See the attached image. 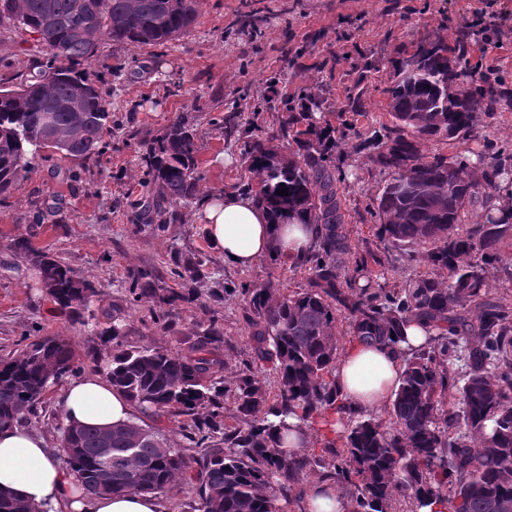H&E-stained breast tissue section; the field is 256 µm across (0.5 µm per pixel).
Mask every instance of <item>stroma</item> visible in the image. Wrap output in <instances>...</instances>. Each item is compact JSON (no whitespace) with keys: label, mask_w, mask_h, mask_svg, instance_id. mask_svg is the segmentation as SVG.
<instances>
[{"label":"stroma","mask_w":512,"mask_h":512,"mask_svg":"<svg viewBox=\"0 0 512 512\" xmlns=\"http://www.w3.org/2000/svg\"><path fill=\"white\" fill-rule=\"evenodd\" d=\"M492 9L488 41L471 43L474 59L496 67L512 91V26L499 15L512 12V0H201L190 33L163 45L138 48L102 43L86 67L112 116L105 146L89 159H61L45 151L13 191L0 196V360L40 336H59L75 348L84 375H93L110 347L93 329L75 322L43 292L38 272L13 251L15 240L49 252L75 276L90 280L100 294L92 309L100 325L112 311L123 317V342L177 351L193 341L201 324L217 317L224 332L225 381H232L251 356L246 303L234 288L240 283L273 282L282 292L307 287L311 265L288 259H263L249 269H234L208 242L197 224L200 201L178 206L179 219L157 233L153 225L133 223L136 205L147 197L140 154L183 112L194 113L198 174L203 194L242 191L256 178L242 153L253 138L288 141L282 128L289 110L315 107L323 120L336 122L348 109L355 82L366 89L365 115L346 133L336 152L345 181L342 204L352 245L344 265L365 251L380 256L369 264L371 278L388 288L428 271L426 246L404 250L379 236L373 212L390 171L355 151L357 135H371L390 123L384 89L400 53L425 37L454 40L478 12ZM48 52L35 36L0 30V87H14ZM375 67L363 71L364 61ZM493 144L512 154V107L497 110L479 137L448 141L429 138L427 154L471 155ZM53 208L44 223L37 211ZM199 254L203 276L189 299L177 302L168 328H161L153 303H131L133 274L156 271L165 287H174V253ZM60 386L38 404L31 429L51 448L60 446L64 423Z\"/></svg>","instance_id":"35a3bbf8"}]
</instances>
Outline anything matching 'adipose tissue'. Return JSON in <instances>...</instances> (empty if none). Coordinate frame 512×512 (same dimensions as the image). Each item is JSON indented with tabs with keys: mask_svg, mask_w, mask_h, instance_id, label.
Here are the masks:
<instances>
[{
	"mask_svg": "<svg viewBox=\"0 0 512 512\" xmlns=\"http://www.w3.org/2000/svg\"><path fill=\"white\" fill-rule=\"evenodd\" d=\"M207 237L224 257L239 269L253 267L278 251L295 258L312 243V227L290 221L273 226L255 197L232 191L206 197L196 215ZM395 345L368 347L352 342L336 365V387L343 402L357 410H374L396 389L402 373L400 354L420 346L426 330L411 324ZM66 423L111 428L133 420L128 399L100 376L70 381L61 395ZM0 493L23 498L41 512H165L160 499L133 491L89 495L73 473L60 464L46 439L24 425L0 430Z\"/></svg>",
	"mask_w": 512,
	"mask_h": 512,
	"instance_id": "adipose-tissue-1",
	"label": "adipose tissue"
}]
</instances>
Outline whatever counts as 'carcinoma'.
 <instances>
[{"instance_id": "1", "label": "carcinoma", "mask_w": 512, "mask_h": 512, "mask_svg": "<svg viewBox=\"0 0 512 512\" xmlns=\"http://www.w3.org/2000/svg\"><path fill=\"white\" fill-rule=\"evenodd\" d=\"M200 0H0V29L38 35L50 50L46 64L29 70L14 88H0V196L9 194L30 159L43 149L65 158H90L101 150L110 128L95 84L82 66L105 41L138 47L163 45L189 33ZM473 33L449 45L440 38L403 51L390 76L384 135L360 139L392 179L375 199L380 235L396 246L431 245L426 258L444 278L429 274L400 288L372 282L344 288L339 259L351 253L333 154L336 128L317 123L311 112H290L286 154L272 140H254L244 150L248 169L262 174L254 196L273 221L294 216L316 226L317 242L308 286L285 294L272 282L232 288L249 310L252 360L235 378L236 425L224 423V336L218 320L201 327L180 351L152 346L123 347V325L114 315L97 335L112 343V355L98 372L131 402L180 424L202 456L192 461L170 447L165 435L137 423L112 428L62 427L60 456L90 494L135 491L160 494L201 467L197 512H283L280 501L304 495L305 470H326L344 493L348 512H417L427 498L443 499L451 512H499L512 503V306L492 299L486 266L504 260L502 244L512 239V210L490 205L503 182L512 179V156L490 161L462 156H423L421 140L476 136L483 117L502 98V81L471 64ZM423 61L412 73L416 60ZM195 117L182 115L146 144L152 199L133 220L145 216L163 232L177 219L172 207L198 196ZM285 189L287 195L277 191ZM482 204L473 224L462 219L468 205ZM15 249L39 271L41 286L60 309L90 325L93 284L46 251L19 241ZM200 256L175 262L173 278L186 285L199 279ZM130 293L165 305L183 299L158 285L154 270H138ZM344 313L352 337L366 345L396 343L413 319L435 334L425 346L403 353V371L389 421L372 413H348L339 442L320 455L290 454L273 439L269 416L297 411L311 422L327 411L343 413L335 379L337 315ZM268 363L280 389L267 396L253 365ZM461 362L465 374L448 378V365ZM82 371L73 346L43 336L0 361V426L26 420L44 392ZM453 392L457 409L445 407ZM0 512H40L35 505L0 494Z\"/></svg>"}]
</instances>
